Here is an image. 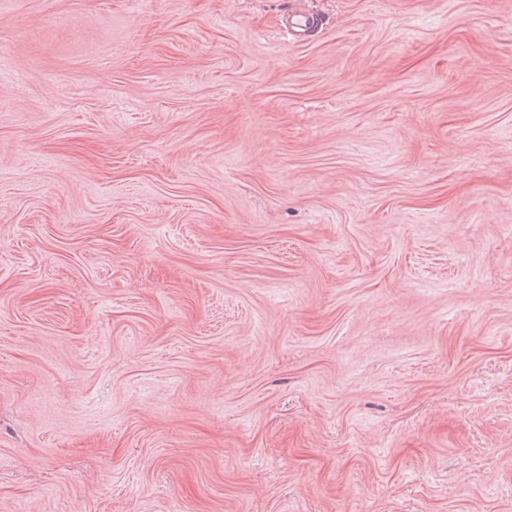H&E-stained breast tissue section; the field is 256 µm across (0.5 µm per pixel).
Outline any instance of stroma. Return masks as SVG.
Wrapping results in <instances>:
<instances>
[{
  "instance_id": "1",
  "label": "stroma",
  "mask_w": 512,
  "mask_h": 512,
  "mask_svg": "<svg viewBox=\"0 0 512 512\" xmlns=\"http://www.w3.org/2000/svg\"><path fill=\"white\" fill-rule=\"evenodd\" d=\"M0 512H512V0H0Z\"/></svg>"
}]
</instances>
